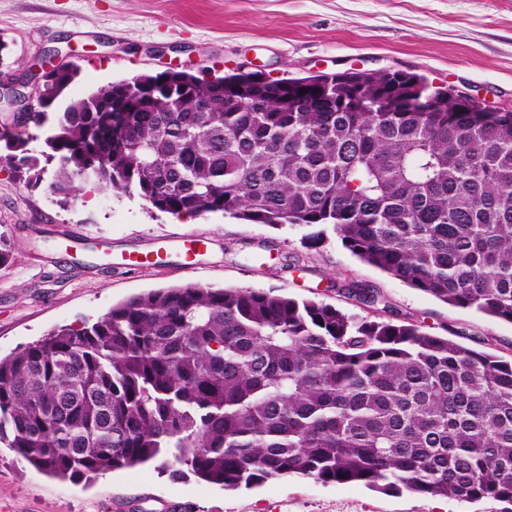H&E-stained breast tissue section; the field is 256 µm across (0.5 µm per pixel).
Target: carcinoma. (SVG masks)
<instances>
[{
  "label": "carcinoma",
  "mask_w": 512,
  "mask_h": 512,
  "mask_svg": "<svg viewBox=\"0 0 512 512\" xmlns=\"http://www.w3.org/2000/svg\"><path fill=\"white\" fill-rule=\"evenodd\" d=\"M76 74L54 69L28 123L0 130V162L26 186L50 170L63 205L92 185L175 216L331 224L368 264L512 323V112L480 118L455 87L388 69L277 85L173 70L70 101L42 158L27 154ZM296 86L330 111L288 109ZM352 93L438 111L350 112ZM2 442L69 480L166 454L226 489L299 475L512 505V360L412 323L187 284L0 359Z\"/></svg>",
  "instance_id": "1"
}]
</instances>
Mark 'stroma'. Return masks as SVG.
I'll return each mask as SVG.
<instances>
[{
  "label": "stroma",
  "mask_w": 512,
  "mask_h": 512,
  "mask_svg": "<svg viewBox=\"0 0 512 512\" xmlns=\"http://www.w3.org/2000/svg\"><path fill=\"white\" fill-rule=\"evenodd\" d=\"M0 83L31 93L41 65L75 62L74 99L110 82L178 66L207 78L238 70L269 79L349 69L406 70L434 85L512 111V0H0ZM194 232L207 239L194 273L168 253L163 266L122 258ZM0 357L50 331L95 320L135 295L197 283L314 300L360 317L374 308L346 298L353 282L378 292L383 319L457 337L512 359V323L445 304L346 249L325 227L273 228L221 213L174 216L138 195L87 193L61 205L47 186L19 182L0 165ZM11 512H503L491 499L459 501L358 482L296 475L234 490L154 461L72 482L0 444V504Z\"/></svg>",
  "instance_id": "35a3bbf8"
}]
</instances>
